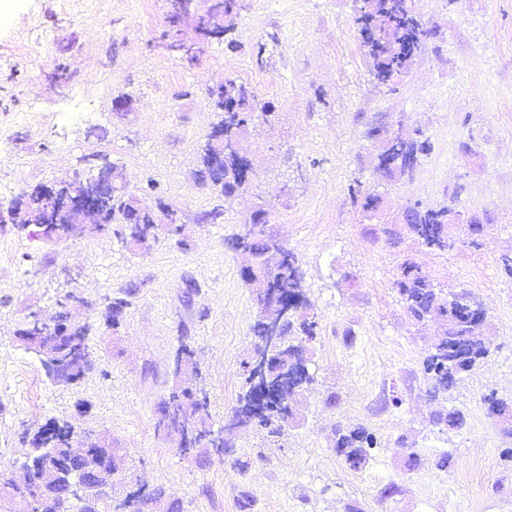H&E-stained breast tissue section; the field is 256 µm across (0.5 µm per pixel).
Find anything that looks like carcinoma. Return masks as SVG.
Returning <instances> with one entry per match:
<instances>
[{
  "label": "carcinoma",
  "mask_w": 512,
  "mask_h": 512,
  "mask_svg": "<svg viewBox=\"0 0 512 512\" xmlns=\"http://www.w3.org/2000/svg\"><path fill=\"white\" fill-rule=\"evenodd\" d=\"M236 14L237 0H223L219 14L202 11L191 20L184 14L177 15L174 23L189 25L195 35L208 38L231 30ZM355 23L370 60V73L380 85H389L408 73L422 52L427 37L415 12L413 0H355ZM210 104L218 114V121L206 135L205 145L201 148L198 182L224 199L231 200L249 192L252 179L248 173L252 166L247 158L232 153L224 154L220 165H214L213 139L222 134L226 139L238 140L247 134L250 125L259 117V113L255 112L257 103L248 87L229 80L224 83V100L212 98ZM368 135L374 139L377 150L375 170L391 181L412 175L413 170L404 164L406 157L414 155L419 158L430 150L429 142L419 134L387 139L376 135V129L373 128L368 130ZM94 201L103 210L104 223L119 222L125 225L130 241L141 248L149 247V242L156 238L162 218L173 222L178 220V209L163 201L159 202L161 210L152 209L150 213L143 214L137 224L128 223L132 211L130 199L112 196L107 199L96 197ZM45 206L40 196L30 192L17 201L15 208L19 212L37 215ZM454 214L456 210L451 204L437 209L415 205L409 214V223L411 230L428 248L444 251L452 247L448 218ZM233 245L253 255L262 254L269 248L260 230L243 237L235 234ZM250 281L258 285L266 282L270 288L278 291L280 297L305 305L300 264L289 250L284 251L279 266L274 270L260 265L253 266ZM395 288L411 319L418 323L433 320L439 326L438 334L432 340L424 359V370L431 382V394H445L448 392L449 380L472 370L489 354L483 336L484 323L478 322L474 310L479 301L466 291L444 292L436 289L429 276L412 262L402 265ZM315 328L314 321L292 317L288 319L285 334L277 345L269 348L259 341L255 343L253 353L272 351L276 365L267 376L266 397L258 396L255 388L245 385L237 406L243 414L240 426L256 425L269 430L271 434L279 435L296 420L298 398L314 381L308 365L306 343L313 340ZM87 333L86 326H78L69 362L70 379L73 382L83 377L80 357L88 353ZM192 355L193 352L186 347L177 354L174 376L178 384L168 398L161 401V410H167L176 398L195 389L192 382L199 379V369L193 363ZM195 390V398L183 405V408L191 409L199 429L205 431L209 428L210 403L203 388ZM483 402L486 410L512 419V401L490 394L483 398ZM49 432L48 442L51 446L68 447L70 425L53 421ZM334 435L337 453L355 469L366 464L370 449L377 445L374 434L360 426L337 427ZM41 445V441L34 443L30 458L24 463L22 474L16 481L20 484L19 490L28 496L31 512H52L53 505L42 496V485L47 476L33 469V465L43 459L44 450ZM94 448L105 456L112 472L123 474L128 471L126 457L120 449L107 442H98ZM123 507L127 508V512H183L182 503L168 495L162 487L154 488L146 499L138 494L128 498Z\"/></svg>",
  "instance_id": "1"
}]
</instances>
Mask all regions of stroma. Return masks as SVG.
I'll return each mask as SVG.
<instances>
[{
    "label": "stroma",
    "mask_w": 512,
    "mask_h": 512,
    "mask_svg": "<svg viewBox=\"0 0 512 512\" xmlns=\"http://www.w3.org/2000/svg\"><path fill=\"white\" fill-rule=\"evenodd\" d=\"M428 30L412 70L384 86L370 74L354 0H240L233 29L195 61L170 53L172 0H7L0 22V215L26 191L87 174L108 159L144 206L180 211L181 231L132 247L122 225H85L63 240L0 224V478L50 421L122 449L126 483L164 487L184 512H512V448L482 399L512 398V0H415ZM245 84L268 120L240 141L255 176L231 201L196 180L199 145L217 120L207 93ZM130 108L115 109L119 96ZM420 131L431 143L412 177L382 181L366 132ZM380 195L382 217L361 198ZM454 202L485 228H453L431 250L398 224L408 206ZM264 206L268 242L298 258L315 381L277 437L243 428L229 451L182 453L157 428L188 346L221 427L243 391L259 310L232 238ZM416 262L445 290L471 292L487 315L490 353L433 399L423 372L433 324L408 317L394 282ZM75 294L93 327L92 370L48 378L19 340L30 313L54 321ZM127 307L118 328L102 314ZM461 411L462 427L435 424ZM362 426L380 446L354 469L334 427ZM420 464L405 467L409 452ZM448 455V468L437 465Z\"/></svg>",
    "instance_id": "1"
}]
</instances>
